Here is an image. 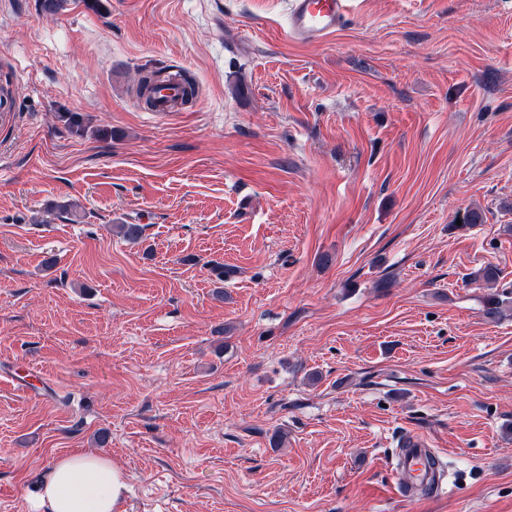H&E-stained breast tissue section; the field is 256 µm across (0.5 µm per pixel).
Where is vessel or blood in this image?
Masks as SVG:
<instances>
[{
	"mask_svg": "<svg viewBox=\"0 0 512 512\" xmlns=\"http://www.w3.org/2000/svg\"><path fill=\"white\" fill-rule=\"evenodd\" d=\"M351 14V0H288L284 34L292 42L319 43L343 28ZM181 94L179 78L164 81L156 93L157 111H169L172 101ZM435 455V450L425 447L420 437L415 436L406 441L395 472L405 497L423 491L432 493L442 487L441 471L433 463Z\"/></svg>",
	"mask_w": 512,
	"mask_h": 512,
	"instance_id": "vessel-or-blood-1",
	"label": "vessel or blood"
}]
</instances>
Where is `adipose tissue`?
<instances>
[{
    "label": "adipose tissue",
    "instance_id": "1",
    "mask_svg": "<svg viewBox=\"0 0 512 512\" xmlns=\"http://www.w3.org/2000/svg\"><path fill=\"white\" fill-rule=\"evenodd\" d=\"M127 493L124 472L108 457L77 453L54 463L37 505L45 512H123Z\"/></svg>",
    "mask_w": 512,
    "mask_h": 512
}]
</instances>
